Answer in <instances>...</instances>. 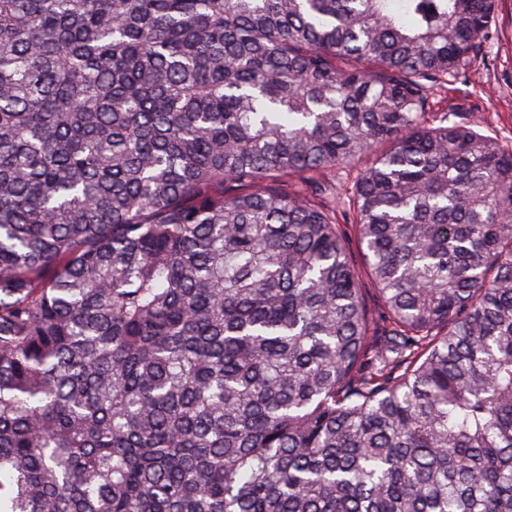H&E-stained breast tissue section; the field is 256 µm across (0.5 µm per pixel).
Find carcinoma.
I'll use <instances>...</instances> for the list:
<instances>
[{
    "mask_svg": "<svg viewBox=\"0 0 512 512\" xmlns=\"http://www.w3.org/2000/svg\"><path fill=\"white\" fill-rule=\"evenodd\" d=\"M495 2L0 0V512H512ZM487 39L458 70L429 89L428 117L439 124L479 121L512 149V0H499ZM363 161L356 162L350 167L343 168L335 176L328 175L324 178H318V185L321 192V197L328 205L336 207V214L342 229L348 236L349 247L354 260L360 265L361 264V253L358 241L354 235V229L352 227V215L348 210L345 209L341 196L342 188L349 189L353 186L356 181L361 169L364 167Z\"/></svg>",
    "mask_w": 512,
    "mask_h": 512,
    "instance_id": "1",
    "label": "carcinoma"
}]
</instances>
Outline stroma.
<instances>
[{"label":"stroma","mask_w":512,"mask_h":512,"mask_svg":"<svg viewBox=\"0 0 512 512\" xmlns=\"http://www.w3.org/2000/svg\"><path fill=\"white\" fill-rule=\"evenodd\" d=\"M428 117L438 121L466 124L480 122L485 133L512 149V0H499L487 39L458 70L432 83ZM361 164H353L336 174L319 178L321 197L334 206L339 223L349 234L353 258H360L354 239L352 215L340 194L356 181Z\"/></svg>","instance_id":"1"}]
</instances>
